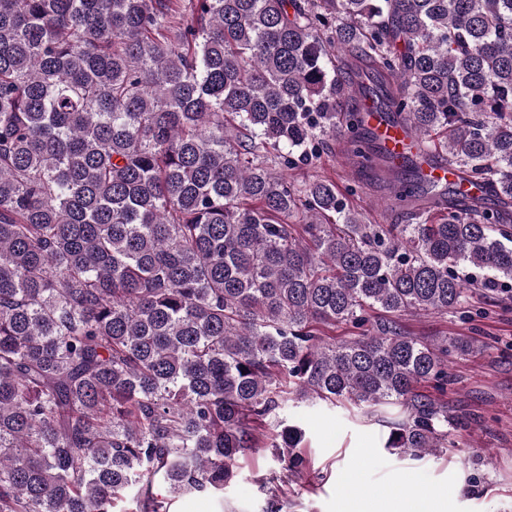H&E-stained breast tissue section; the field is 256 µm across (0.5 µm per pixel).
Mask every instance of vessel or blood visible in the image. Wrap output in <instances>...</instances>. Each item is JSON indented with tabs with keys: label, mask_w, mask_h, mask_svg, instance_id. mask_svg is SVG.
<instances>
[{
	"label": "vessel or blood",
	"mask_w": 512,
	"mask_h": 512,
	"mask_svg": "<svg viewBox=\"0 0 512 512\" xmlns=\"http://www.w3.org/2000/svg\"><path fill=\"white\" fill-rule=\"evenodd\" d=\"M361 117L365 129L369 131L382 154L412 160L418 170H421L432 183L442 185L452 181L453 176L447 167L430 161L421 150L418 141L403 125L392 120L378 99L369 98L364 101Z\"/></svg>",
	"instance_id": "vessel-or-blood-1"
}]
</instances>
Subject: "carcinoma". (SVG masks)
I'll use <instances>...</instances> for the list:
<instances>
[{"label":"carcinoma","mask_w":512,"mask_h":512,"mask_svg":"<svg viewBox=\"0 0 512 512\" xmlns=\"http://www.w3.org/2000/svg\"><path fill=\"white\" fill-rule=\"evenodd\" d=\"M370 94L498 205L399 179ZM338 137L374 184L291 175ZM511 285L512 0H0V512H169L269 446L283 512L290 402L453 448L478 346L399 317ZM373 194H360L350 197V202L355 209L362 211L371 223L369 224H390L391 218L380 204V198Z\"/></svg>","instance_id":"cac0c4a2"}]
</instances>
